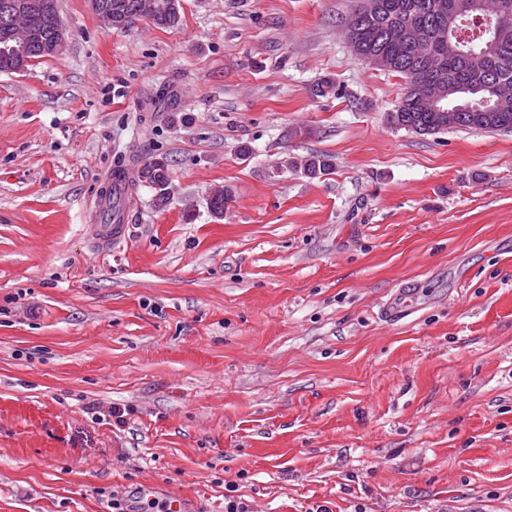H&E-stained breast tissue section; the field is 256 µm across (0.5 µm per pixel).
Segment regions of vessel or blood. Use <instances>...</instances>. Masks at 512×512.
Listing matches in <instances>:
<instances>
[{
    "instance_id": "vessel-or-blood-1",
    "label": "vessel or blood",
    "mask_w": 512,
    "mask_h": 512,
    "mask_svg": "<svg viewBox=\"0 0 512 512\" xmlns=\"http://www.w3.org/2000/svg\"><path fill=\"white\" fill-rule=\"evenodd\" d=\"M134 178L132 166L116 167L106 177L103 190L97 194L94 206L98 222L91 225L90 233L100 246H115L125 241Z\"/></svg>"
}]
</instances>
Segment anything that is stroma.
<instances>
[{"instance_id":"35a3bbf8","label":"stroma","mask_w":512,"mask_h":512,"mask_svg":"<svg viewBox=\"0 0 512 512\" xmlns=\"http://www.w3.org/2000/svg\"><path fill=\"white\" fill-rule=\"evenodd\" d=\"M352 6L58 0L64 51L0 72V512H512V131L389 125ZM156 159L170 205L137 183L101 249L102 179ZM90 2L92 10L100 19L103 26L107 29H112L114 27L123 28L125 26L123 21H121V18H112V5H114V3L121 5L120 8L122 14L128 12L129 14L133 15V19H131L129 22L125 21L127 25L133 23L135 20H139V18L136 17V4L139 3L140 0H112V3L108 2L107 0H92ZM115 20H118V22H115Z\"/></svg>"}]
</instances>
